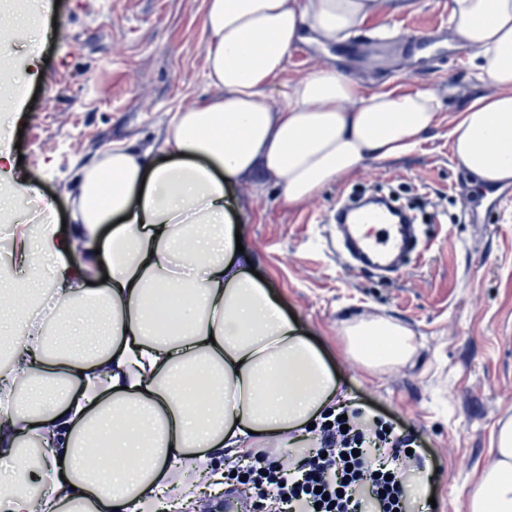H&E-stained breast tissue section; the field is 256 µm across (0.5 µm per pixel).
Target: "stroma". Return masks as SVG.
<instances>
[{
  "mask_svg": "<svg viewBox=\"0 0 512 512\" xmlns=\"http://www.w3.org/2000/svg\"><path fill=\"white\" fill-rule=\"evenodd\" d=\"M205 0H35L27 27L0 71L20 70L22 88L0 97V152L17 158L0 182L16 203L11 231L68 220L80 171L112 143L159 147L171 112L212 96L205 73L209 36ZM404 33L442 30L436 59L391 46L377 66L352 42H297L279 84L325 66L339 67L367 91L436 89L445 106L437 127L414 150L377 161L297 207L284 206L272 184L260 194L237 188L236 216L251 265L281 298L325 357L354 403L413 434L425 457L415 478L431 512H465L462 494L492 462L500 421L512 418V184L489 187L453 155L448 133L461 111L490 85L470 73V48L447 33L448 0H413L409 9L373 17ZM391 185L426 198L417 254L378 275L329 250L328 218L351 193ZM376 314L400 321L418 349L406 365L372 375L338 347L345 320Z\"/></svg>",
  "mask_w": 512,
  "mask_h": 512,
  "instance_id": "stroma-1",
  "label": "stroma"
}]
</instances>
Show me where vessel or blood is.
<instances>
[{
	"label": "vessel or blood",
	"instance_id": "1",
	"mask_svg": "<svg viewBox=\"0 0 512 512\" xmlns=\"http://www.w3.org/2000/svg\"><path fill=\"white\" fill-rule=\"evenodd\" d=\"M334 219L340 242L358 265L388 272L395 269L400 257L415 253L418 248L413 225L381 198L339 207ZM365 224L377 225V232L370 236L362 234Z\"/></svg>",
	"mask_w": 512,
	"mask_h": 512
}]
</instances>
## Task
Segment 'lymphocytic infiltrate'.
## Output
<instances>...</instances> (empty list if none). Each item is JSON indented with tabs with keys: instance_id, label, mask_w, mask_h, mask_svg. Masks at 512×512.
Segmentation results:
<instances>
[{
	"instance_id": "obj_1",
	"label": "lymphocytic infiltrate",
	"mask_w": 512,
	"mask_h": 512,
	"mask_svg": "<svg viewBox=\"0 0 512 512\" xmlns=\"http://www.w3.org/2000/svg\"><path fill=\"white\" fill-rule=\"evenodd\" d=\"M319 447L260 450L236 469L263 512H415L407 473L421 464L411 439L354 408L321 424Z\"/></svg>"
}]
</instances>
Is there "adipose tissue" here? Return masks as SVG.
<instances>
[{
	"label": "adipose tissue",
	"mask_w": 512,
	"mask_h": 512,
	"mask_svg": "<svg viewBox=\"0 0 512 512\" xmlns=\"http://www.w3.org/2000/svg\"><path fill=\"white\" fill-rule=\"evenodd\" d=\"M399 0H206V79L215 94L172 113L164 161L123 143L83 169L68 231H21L25 275L0 272V512H33L18 483L37 478L44 512H163L175 474L224 489V459L268 440L298 447L309 424L351 404L322 354L275 293L246 276L233 187L306 203L369 163L395 159L436 127L432 88L363 92L320 68L269 90L303 33L343 43ZM449 24L479 81L449 132L459 163L487 185L512 184V0H450ZM345 354L372 374L407 364L418 345L401 322L345 321ZM27 380L25 400L14 387ZM45 456L31 470L22 438ZM466 499L467 512H512V421Z\"/></svg>",
	"instance_id": "1"
}]
</instances>
